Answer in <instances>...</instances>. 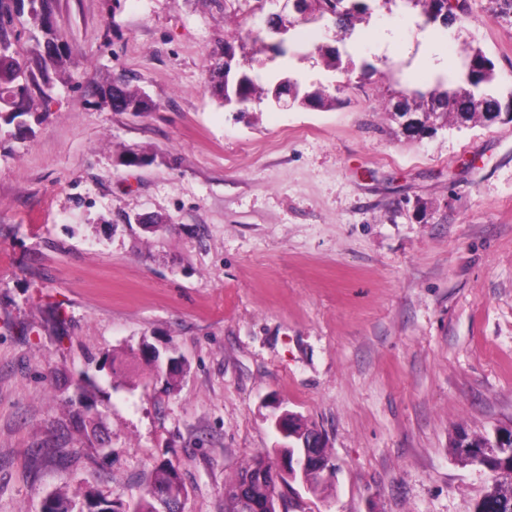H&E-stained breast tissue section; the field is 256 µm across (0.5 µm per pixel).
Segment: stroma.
<instances>
[{"mask_svg":"<svg viewBox=\"0 0 512 512\" xmlns=\"http://www.w3.org/2000/svg\"><path fill=\"white\" fill-rule=\"evenodd\" d=\"M50 8L54 87L0 119V512L59 490L73 512L129 504L168 461L183 512H224L241 466L283 445L285 410L337 471L280 486L277 512H474L491 479L455 459L456 432L512 424V122L413 141L381 103L471 43L512 88V17L469 0L448 36L382 5L351 38L299 26L266 68L336 104L229 112L209 68L241 0ZM120 79L150 111L102 100ZM145 340L181 356L171 388L135 355ZM85 374L100 444L73 424Z\"/></svg>","mask_w":512,"mask_h":512,"instance_id":"stroma-1","label":"stroma"}]
</instances>
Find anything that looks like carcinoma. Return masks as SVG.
Masks as SVG:
<instances>
[{"label":"carcinoma","mask_w":512,"mask_h":512,"mask_svg":"<svg viewBox=\"0 0 512 512\" xmlns=\"http://www.w3.org/2000/svg\"><path fill=\"white\" fill-rule=\"evenodd\" d=\"M11 0H0V106L8 107L10 118L30 115L37 111V101L46 96L50 86V72L62 61V54H38L30 61L22 63L16 57L13 33L14 14L9 6ZM29 6V19L34 28L43 33L48 41L61 39L54 27L48 11V0H19ZM251 12L263 17V25L224 42V64H215L211 70V87L219 98H228L242 110L255 100H272L275 95H283L290 89L296 90L295 104L303 107L324 108L332 104V99L323 91H308L298 80L291 77H274L261 83L259 72L250 68L240 69L233 65L236 50H245L248 45L260 42L267 52L275 57H285L291 50L289 34L296 26L312 20H327L344 32H351L356 24L369 14L370 0H297V11L280 13L272 11L268 5L272 0H251ZM400 7L415 14L424 27L450 31L461 24L466 13L456 11L451 0H399ZM470 91L467 97L457 95L460 88ZM105 102L112 103L117 112H146L151 108L150 100L139 89L124 81L113 84L102 92ZM495 113L496 118L512 116V89L502 91L496 84L494 61L480 47H473L466 54L462 73L454 86L434 88L428 93L419 91H399L388 99L385 110L392 113L400 125L402 134L410 139H422L436 132L425 124L410 126L403 124L407 116L428 119V114L444 112L454 119L461 112L474 108ZM154 345L143 342L140 355L153 367L156 377L171 376L163 370L160 362L152 354ZM83 409L75 413L77 423L88 437H95L101 428L100 414L93 410L98 383L91 377H83L78 384ZM314 464L306 474V482L316 486L324 480L321 462L331 460L327 448L314 450ZM230 488L243 489L250 501L251 512H267L269 501L279 496L278 484L273 481V463L265 456L256 455L241 468ZM181 482L176 469L170 464L157 466L145 493L131 506L117 507L107 500L92 502L93 512H162L158 492L179 494Z\"/></svg>","instance_id":"obj_1"}]
</instances>
